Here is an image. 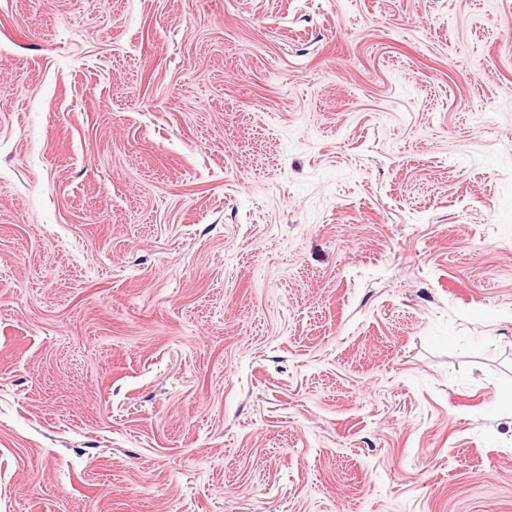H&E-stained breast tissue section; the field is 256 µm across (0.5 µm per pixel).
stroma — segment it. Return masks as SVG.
Segmentation results:
<instances>
[{
    "label": "stroma",
    "instance_id": "stroma-1",
    "mask_svg": "<svg viewBox=\"0 0 512 512\" xmlns=\"http://www.w3.org/2000/svg\"><path fill=\"white\" fill-rule=\"evenodd\" d=\"M0 512H512V0H0Z\"/></svg>",
    "mask_w": 512,
    "mask_h": 512
}]
</instances>
